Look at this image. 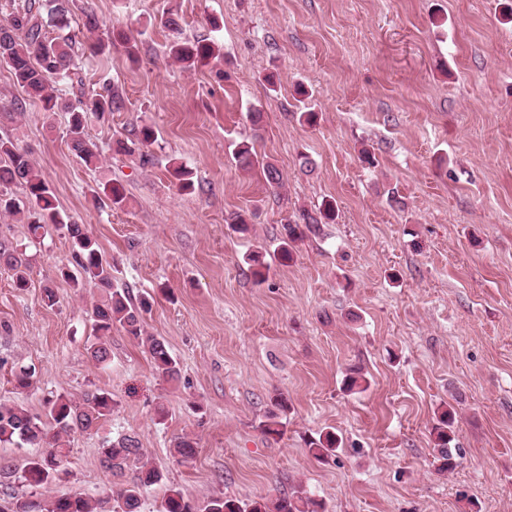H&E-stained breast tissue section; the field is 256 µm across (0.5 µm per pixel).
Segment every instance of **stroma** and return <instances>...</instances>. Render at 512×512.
I'll return each mask as SVG.
<instances>
[{"label": "stroma", "mask_w": 512, "mask_h": 512, "mask_svg": "<svg viewBox=\"0 0 512 512\" xmlns=\"http://www.w3.org/2000/svg\"><path fill=\"white\" fill-rule=\"evenodd\" d=\"M68 8L79 49L64 108L44 111L0 65V137L43 171L64 220L83 225L111 262L114 285L153 296L144 329L165 341L181 375L165 381L118 326L110 364L92 362L91 314L105 292L59 276L73 250L54 225L30 242L24 215L0 214V239L27 242L32 266L23 292L0 266V401L39 417L59 394L79 403L100 390L115 402L99 431L65 436L68 462L48 494L122 487L99 450L127 433L163 475L140 512H159L172 487L203 501L274 499L298 486L326 512H512V24L501 0ZM89 13L101 23L92 33ZM170 16L178 31L164 27ZM114 28L137 43V60L119 44L90 55L88 44ZM197 38L219 40L222 57L181 68L171 45ZM299 82L312 92L301 102ZM105 84L124 105L88 119L101 154L88 165L70 147L67 107ZM306 108L317 125L297 121ZM144 125L156 141L119 151L117 139ZM244 139L277 166L281 186L239 168L232 150ZM173 161L194 172L193 192L172 182ZM109 179L125 188L122 206L94 201ZM329 198L335 223L296 241L293 261L280 264L284 224ZM235 212L247 214L250 234L228 224ZM258 249L271 266L260 285L244 262ZM21 365L37 372L27 390L12 382ZM351 367L365 391L343 390ZM278 393L290 411L272 438L260 425ZM443 405L456 412L460 450L449 472L434 460ZM326 428L342 439L329 463L307 452ZM184 436L196 447L186 460L174 451Z\"/></svg>", "instance_id": "1"}]
</instances>
